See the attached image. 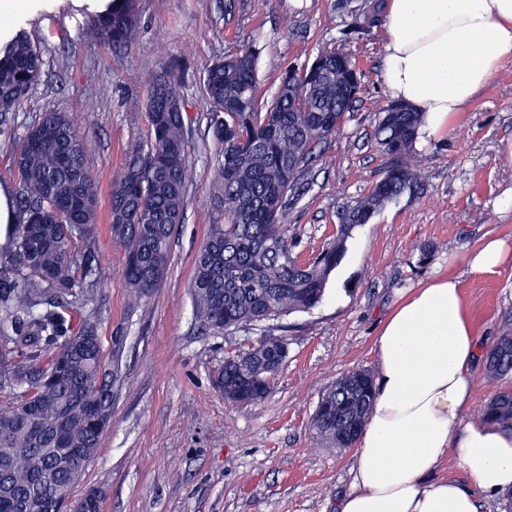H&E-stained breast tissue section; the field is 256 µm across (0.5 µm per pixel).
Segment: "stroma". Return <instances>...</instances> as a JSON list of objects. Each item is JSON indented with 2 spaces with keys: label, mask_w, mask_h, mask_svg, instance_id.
Masks as SVG:
<instances>
[{
  "label": "stroma",
  "mask_w": 512,
  "mask_h": 512,
  "mask_svg": "<svg viewBox=\"0 0 512 512\" xmlns=\"http://www.w3.org/2000/svg\"><path fill=\"white\" fill-rule=\"evenodd\" d=\"M386 0H245L225 14L224 0H135L137 33L122 65L98 40L89 16L93 0H30L0 36L24 34L42 51L43 75L0 135V186L19 190L12 152L41 112L65 108L85 136L99 189L98 284L80 294L95 313L104 355L119 353L122 377L112 388V422L96 458L74 492H102L100 512H337L349 491L355 451L330 448L311 430L322 393L352 370L376 371L375 339L400 298L437 275L459 279L480 341L488 350L512 329V265L474 274L467 256L488 235L512 243V168L501 165L500 143L512 139V61L463 108L448 133L414 143L419 187L405 192L355 227L323 303L284 318L288 361L261 403L235 405L212 385L226 349L256 338L252 329L202 335L188 285L195 254L217 217L213 206L216 148L206 130V68L228 43L258 52L266 94L281 69L302 68L317 52L349 54L362 93L317 165L313 190L288 214L301 260L330 243L338 213L368 193L388 159L375 139L384 91V24L351 30L354 9ZM178 65L185 112L193 130L184 221L171 244L168 273L152 294L131 303L123 253L108 232L112 174L130 144L147 132L144 111L128 102L144 96L161 63Z\"/></svg>",
  "instance_id": "35a3bbf8"
}]
</instances>
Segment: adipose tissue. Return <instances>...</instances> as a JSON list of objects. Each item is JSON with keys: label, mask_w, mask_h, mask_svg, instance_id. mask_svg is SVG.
<instances>
[{"label": "adipose tissue", "mask_w": 512, "mask_h": 512, "mask_svg": "<svg viewBox=\"0 0 512 512\" xmlns=\"http://www.w3.org/2000/svg\"><path fill=\"white\" fill-rule=\"evenodd\" d=\"M381 59L386 93L420 111V140L452 119L512 60V0H389ZM512 246L486 237L470 271H500ZM377 377L338 512H478L476 493L512 492V427L469 418L480 348L458 279L414 289L375 340ZM456 454L477 487L429 474Z\"/></svg>", "instance_id": "1"}]
</instances>
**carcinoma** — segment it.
Wrapping results in <instances>:
<instances>
[{
  "mask_svg": "<svg viewBox=\"0 0 512 512\" xmlns=\"http://www.w3.org/2000/svg\"><path fill=\"white\" fill-rule=\"evenodd\" d=\"M134 0H111L92 17L96 36L112 45L113 62L134 37ZM41 51L25 36L0 44V126L41 76ZM203 86L217 145L214 206L220 213L195 257L190 295L201 328L213 336L239 328L264 335L224 353L212 383L229 402L270 393L288 359V340L272 351L269 323L318 307L346 240L388 203L411 191L420 175L411 164L422 113L393 103L382 109L377 143L388 164L371 191L343 210L336 239L307 263L288 240V209L313 185L317 147L336 136L361 93L351 57L320 51L302 69H288L271 99L263 97L257 59L239 47L216 59ZM146 111L148 135L131 145L112 174L109 232L122 250V278L134 301L160 287L170 265L172 237L183 223L189 175L190 129L175 70L162 65L148 79L146 97L130 102ZM13 162L21 177L14 232L4 249L12 272L0 270V388L20 390L0 411V448H11L14 496H68L85 468L64 466L55 448H83L96 456L112 420L113 374L96 317L74 320V289L95 284L98 190L83 136L63 108L50 109L18 139ZM491 379L512 373V331L486 355ZM370 372H351L318 401L312 429L332 448H351L373 402ZM486 419L512 425V390L484 406Z\"/></svg>",
  "mask_w": 512,
  "mask_h": 512,
  "instance_id": "1",
  "label": "carcinoma"
}]
</instances>
